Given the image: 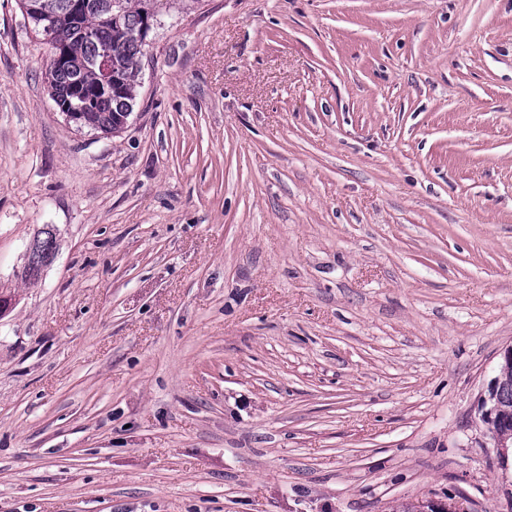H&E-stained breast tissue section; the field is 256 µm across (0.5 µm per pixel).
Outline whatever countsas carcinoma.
<instances>
[{
  "label": "carcinoma",
  "mask_w": 512,
  "mask_h": 512,
  "mask_svg": "<svg viewBox=\"0 0 512 512\" xmlns=\"http://www.w3.org/2000/svg\"><path fill=\"white\" fill-rule=\"evenodd\" d=\"M87 12L81 24L73 25L67 19L53 20L57 43L71 56L67 68L47 64L46 78L52 98L65 99L71 96L72 87L78 83L86 98H98L100 93L99 71L89 67L103 43L112 45V65L121 70L124 93L112 103H103L82 116L83 127L107 136L112 133L115 114L127 106L135 105L138 95L136 77L141 70L144 46L137 34L143 23L141 0H84ZM121 15L125 33L117 36L112 30L110 15ZM55 253V235L52 230L42 229L34 238V246L25 266V276L38 275L42 267L51 262ZM496 401L501 414L512 417V368H500Z\"/></svg>",
  "instance_id": "obj_1"
}]
</instances>
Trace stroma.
<instances>
[{
  "label": "stroma",
  "mask_w": 512,
  "mask_h": 512,
  "mask_svg": "<svg viewBox=\"0 0 512 512\" xmlns=\"http://www.w3.org/2000/svg\"><path fill=\"white\" fill-rule=\"evenodd\" d=\"M48 57L0 0V512H512V0H170L107 137ZM45 228L33 240L34 246L25 266V277L37 276L42 267L50 263L51 257L54 256L55 235L52 233L51 226L47 225ZM498 380L496 401L499 404L501 414L505 417L510 416L511 424L510 426L507 425V431L512 432V367L506 370L501 365ZM496 391V381L493 382L487 389V393L482 396L481 399V415L480 418L485 422L491 424L493 432L492 438L494 440L496 448H508V439L507 436L499 435L494 429V425L498 423V415L496 411V406L493 405L492 399L495 396ZM490 404L488 408L486 406ZM504 450V449H503Z\"/></svg>",
  "instance_id": "obj_1"
}]
</instances>
